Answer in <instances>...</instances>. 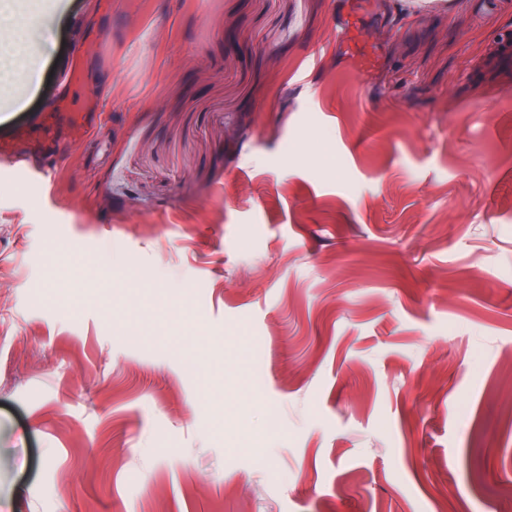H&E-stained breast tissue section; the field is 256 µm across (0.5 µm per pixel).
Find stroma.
Returning a JSON list of instances; mask_svg holds the SVG:
<instances>
[{"instance_id":"35a3bbf8","label":"stroma","mask_w":512,"mask_h":512,"mask_svg":"<svg viewBox=\"0 0 512 512\" xmlns=\"http://www.w3.org/2000/svg\"><path fill=\"white\" fill-rule=\"evenodd\" d=\"M0 157V512H512V0H66ZM360 29L344 44L337 24ZM27 130L23 131L18 137L12 141L0 143V153L10 157L15 165L21 168L27 166L28 158L31 154V149L28 144Z\"/></svg>"}]
</instances>
